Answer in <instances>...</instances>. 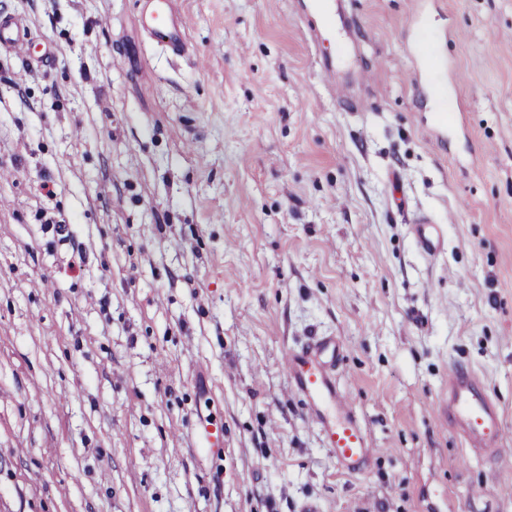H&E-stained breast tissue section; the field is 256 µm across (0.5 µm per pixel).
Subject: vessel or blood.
I'll return each mask as SVG.
<instances>
[{
    "label": "vessel or blood",
    "mask_w": 512,
    "mask_h": 512,
    "mask_svg": "<svg viewBox=\"0 0 512 512\" xmlns=\"http://www.w3.org/2000/svg\"><path fill=\"white\" fill-rule=\"evenodd\" d=\"M142 4L145 30L161 37L173 52H182L186 46L185 29L175 0H142ZM301 8L321 18L312 30L315 41L348 35L351 23L344 0H303ZM28 43V33L21 21L0 15V50L21 49ZM319 68L333 87H344L350 69L343 57L321 58ZM413 233L423 254H439L443 245L441 225L425 220L414 225ZM340 352L341 345L335 337H315L289 353L288 380L319 425L323 443L337 463L356 471L366 463L371 450L365 430L336 382V359ZM448 420L459 430L465 444L478 454H500L505 430L499 405L481 390L475 374L456 367L448 371Z\"/></svg>",
    "instance_id": "1"
}]
</instances>
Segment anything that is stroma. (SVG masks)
Returning <instances> with one entry per match:
<instances>
[{
    "label": "stroma",
    "mask_w": 512,
    "mask_h": 512,
    "mask_svg": "<svg viewBox=\"0 0 512 512\" xmlns=\"http://www.w3.org/2000/svg\"><path fill=\"white\" fill-rule=\"evenodd\" d=\"M141 5L0 0V512H512L438 404L466 368L512 435V0H349L362 111L295 0H178L179 55ZM313 336L357 474L283 368ZM29 45L24 24L16 18L0 15V50L22 49ZM349 56V52L337 57H320L319 68L321 74L327 79L333 87L344 88L345 81L350 72L344 59ZM413 233L418 248L423 254L427 257H435L439 254L443 245L442 225L424 220L420 224H414ZM198 435L204 448L224 447V425H217L206 420L199 424Z\"/></svg>",
    "instance_id": "35a3bbf8"
}]
</instances>
